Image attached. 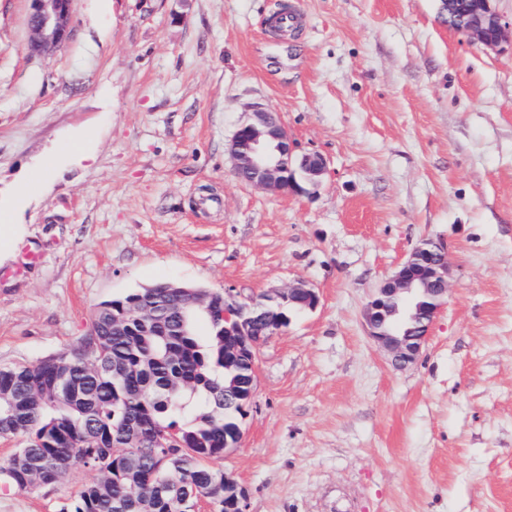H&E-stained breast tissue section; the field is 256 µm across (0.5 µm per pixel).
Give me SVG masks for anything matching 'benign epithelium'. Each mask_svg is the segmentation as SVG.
<instances>
[{
	"mask_svg": "<svg viewBox=\"0 0 512 512\" xmlns=\"http://www.w3.org/2000/svg\"><path fill=\"white\" fill-rule=\"evenodd\" d=\"M479 0L458 30L477 43L495 48L503 40V22L492 5ZM73 0H32L29 15V48L39 56L55 53L67 42L73 24ZM297 143L279 117L260 105L252 106L247 120L234 133L229 145L233 170L246 184L281 194H302L327 171L319 153L296 156ZM449 266L443 247L424 241L385 279L363 312L368 336L386 349L392 362L402 368L415 362L448 293ZM210 297L188 291L181 297V312L190 313L209 305ZM297 305L312 310L319 304L317 291L303 284L274 290L242 302L224 290V359L256 362L263 340L256 335V311L274 305L280 309ZM245 490L224 473V507L244 512Z\"/></svg>",
	"mask_w": 512,
	"mask_h": 512,
	"instance_id": "benign-epithelium-1",
	"label": "benign epithelium"
}]
</instances>
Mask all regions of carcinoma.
Segmentation results:
<instances>
[{"instance_id":"cac0c4a2","label":"carcinoma","mask_w":512,"mask_h":512,"mask_svg":"<svg viewBox=\"0 0 512 512\" xmlns=\"http://www.w3.org/2000/svg\"><path fill=\"white\" fill-rule=\"evenodd\" d=\"M178 290L159 282L97 308L89 329L67 350L32 365L0 367V438L23 444L0 463V483L21 491L48 488L71 467L94 480L60 512H195L202 500L224 512V471L204 463L224 453V421L239 409L224 397V321L201 311L177 315ZM135 302L154 306L160 320H128ZM198 413L184 421L183 399ZM149 437L179 439L185 448H124L127 421ZM121 447H113V443Z\"/></svg>"}]
</instances>
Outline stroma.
Returning a JSON list of instances; mask_svg holds the SVG:
<instances>
[{
  "label": "stroma",
  "mask_w": 512,
  "mask_h": 512,
  "mask_svg": "<svg viewBox=\"0 0 512 512\" xmlns=\"http://www.w3.org/2000/svg\"><path fill=\"white\" fill-rule=\"evenodd\" d=\"M299 14L288 35L270 17ZM0 0V366L75 344L100 303L159 281L320 303L261 347L239 447L209 459L246 512H512V39L439 0H74L66 44L28 50ZM277 112L328 170L308 193L240 181L227 145ZM91 151L79 160L77 148ZM448 297L417 361L366 333L370 296L421 241ZM93 472L0 512H59ZM478 1L466 22L456 29L487 48H495L504 38L506 23L493 7V0Z\"/></svg>",
  "instance_id": "1"
}]
</instances>
